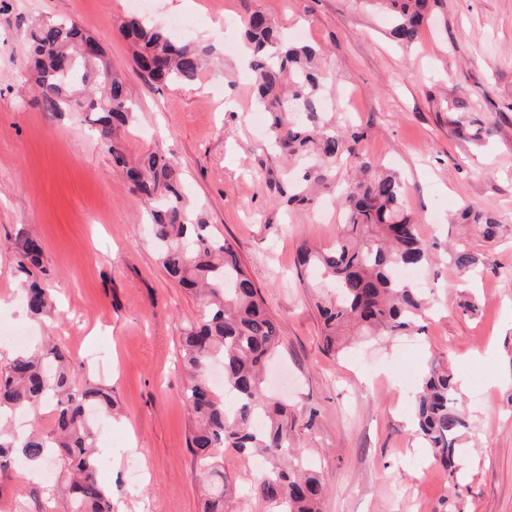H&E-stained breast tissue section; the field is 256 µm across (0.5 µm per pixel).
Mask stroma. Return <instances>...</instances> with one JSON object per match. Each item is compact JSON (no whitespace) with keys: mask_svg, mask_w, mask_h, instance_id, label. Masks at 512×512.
<instances>
[{"mask_svg":"<svg viewBox=\"0 0 512 512\" xmlns=\"http://www.w3.org/2000/svg\"><path fill=\"white\" fill-rule=\"evenodd\" d=\"M151 3L150 18H182L184 41L212 45L195 83L139 76L117 33L138 13L129 0H0V373L14 353L7 335L35 346L53 337L81 378L113 390L118 412L96 426L98 447L111 451L99 479L113 512H202L179 363L181 330L199 319L201 301L159 265L145 204L85 116L43 111L24 74L28 28L67 18L96 38L140 108L123 135L126 152L173 154L187 198L232 244L277 322L275 394L292 415L295 456L326 483L322 512H512V0H440L408 49L390 39V16L376 0ZM255 12L318 50L334 78L337 121L365 133L357 153L403 175L409 212L434 254L421 332L325 351L297 249L335 244L336 187L356 169L344 163L309 203L288 205L303 171L254 126V87L237 49ZM453 97L464 106L451 112ZM488 120L490 135L473 146L470 134ZM468 201L501 220L496 245L451 224ZM26 238L51 272L58 310L49 317H32L23 303L17 249ZM461 238L482 255L478 277L448 263L449 243ZM470 293L475 315L458 307ZM434 356L455 370L470 422L455 479L414 436L413 392L398 380L405 370L422 375ZM65 478L56 464L16 463L0 480V512H66L55 496Z\"/></svg>","mask_w":512,"mask_h":512,"instance_id":"stroma-1","label":"stroma"}]
</instances>
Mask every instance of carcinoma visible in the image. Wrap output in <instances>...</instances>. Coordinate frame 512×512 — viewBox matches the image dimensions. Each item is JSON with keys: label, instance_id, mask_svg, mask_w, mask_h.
Returning <instances> with one entry per match:
<instances>
[{"label": "carcinoma", "instance_id": "1", "mask_svg": "<svg viewBox=\"0 0 512 512\" xmlns=\"http://www.w3.org/2000/svg\"><path fill=\"white\" fill-rule=\"evenodd\" d=\"M393 20L390 35L409 45L433 17L439 0H377ZM119 33L133 48L143 79L151 84L198 80L209 45L177 39L171 30L145 18L132 17ZM245 41L257 91L256 106L274 116L271 138L289 158L308 163L304 177L323 180L324 162H342L354 155L366 133L335 126L323 118L319 89L328 80L309 45L282 44L278 31L260 14L247 20ZM94 38L72 20L41 19L27 35L26 72L38 89L46 112L78 110L93 115V133L112 156L113 167L147 203L146 220L158 244L165 272L204 298L200 322L181 336V357L189 373L185 398L193 422L187 446L199 468L208 474L203 512H227L229 483L217 458L225 448L257 450L272 461L271 469L253 486L255 495L274 512H319L327 488L320 476L302 464L288 462L293 424L285 405L266 392L263 370L277 353L280 335L274 319L233 246L217 237L202 213L189 206L181 176L172 158L151 152L130 160L118 131L135 122L136 105L123 78L112 71L103 52L86 54ZM367 177L336 197L341 232L336 247L300 250L298 264L316 279L313 288H332L334 297L320 300L323 341L340 351L347 336H399L417 328L425 311L424 288L398 277L430 261V249L404 204L405 184L396 172L374 169L358 158ZM453 222L471 224L484 241L498 237L495 215L474 202L465 204ZM41 250L27 240L17 266L27 276L41 264ZM458 271L469 273L481 263L465 245L448 253ZM25 305L34 316L53 309L50 290L36 280L24 289ZM79 371L55 343L14 353L0 376V416L24 411L44 400L55 402V428L49 435L0 433V477L16 458L29 462L55 460L68 471L62 496L68 512H112V495L100 483V455L95 431L86 419L87 406L112 412V388L78 379ZM453 372L437 358L429 361L413 396L412 420L417 435L454 476L459 471V441L468 423L457 405Z\"/></svg>", "mask_w": 512, "mask_h": 512}]
</instances>
